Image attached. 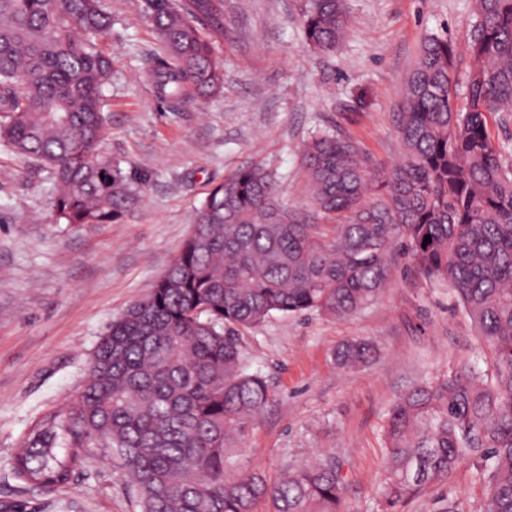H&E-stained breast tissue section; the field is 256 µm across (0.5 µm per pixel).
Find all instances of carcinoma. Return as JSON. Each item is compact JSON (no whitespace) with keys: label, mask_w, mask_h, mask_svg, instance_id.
<instances>
[{"label":"carcinoma","mask_w":512,"mask_h":512,"mask_svg":"<svg viewBox=\"0 0 512 512\" xmlns=\"http://www.w3.org/2000/svg\"><path fill=\"white\" fill-rule=\"evenodd\" d=\"M141 11L165 48L146 70L158 100L181 108L224 88L214 53L224 0H141ZM473 16L461 77L448 38L422 41L397 112L398 163L376 169L337 132L306 140L312 213L334 223L332 240L279 200L259 163L208 193L165 278L112 321L82 389L15 453L18 480L67 484L98 440L124 461L139 512H254L262 500L269 512H348L332 464L273 483L226 472L269 401L240 332L274 314L354 316L404 256L448 287L493 371L465 364L396 402L381 512L478 451L491 461L485 512H512V144L489 129L512 118V0H475ZM111 26L102 0H0V142L51 171V206L67 224H110L141 200L131 174L97 152L112 77L98 40ZM302 26L310 48L333 52L347 33L344 0H306ZM373 353L347 341L335 359L357 366Z\"/></svg>","instance_id":"carcinoma-1"}]
</instances>
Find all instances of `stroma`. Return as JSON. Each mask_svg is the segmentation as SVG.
Returning <instances> with one entry per match:
<instances>
[{"label":"stroma","instance_id":"35a3bbf8","mask_svg":"<svg viewBox=\"0 0 512 512\" xmlns=\"http://www.w3.org/2000/svg\"><path fill=\"white\" fill-rule=\"evenodd\" d=\"M112 55L102 89L101 153L142 179V201L109 224L56 222L50 172L0 143V512H138L116 455L91 449L63 488H34L12 472L16 448L44 416L81 388L113 319L146 297L192 232L207 192L235 170L276 172L291 208L307 207L299 150L313 132L358 140L373 160L400 155L395 113L421 40L444 33L467 64L473 0H346L348 33L329 55L304 42V0H224L231 37L216 44L224 89L174 111L160 103L145 63L162 45L140 0H103ZM365 340L368 363L342 367L334 351ZM249 371L271 399L228 463L276 479L283 469L331 460L350 512H377L387 454L383 429L394 403L462 361L492 357L446 286L401 262L387 293L347 319L276 314L241 334ZM488 469L465 458L398 512H440L459 500L483 512Z\"/></svg>","mask_w":512,"mask_h":512}]
</instances>
